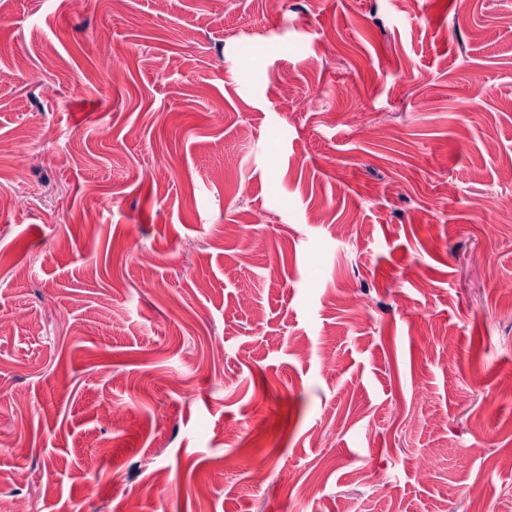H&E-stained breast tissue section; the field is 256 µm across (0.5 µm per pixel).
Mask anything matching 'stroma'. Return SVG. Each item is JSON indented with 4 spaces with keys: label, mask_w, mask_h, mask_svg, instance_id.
<instances>
[{
    "label": "stroma",
    "mask_w": 512,
    "mask_h": 512,
    "mask_svg": "<svg viewBox=\"0 0 512 512\" xmlns=\"http://www.w3.org/2000/svg\"><path fill=\"white\" fill-rule=\"evenodd\" d=\"M0 140V503L512 512V0H0Z\"/></svg>",
    "instance_id": "obj_1"
}]
</instances>
